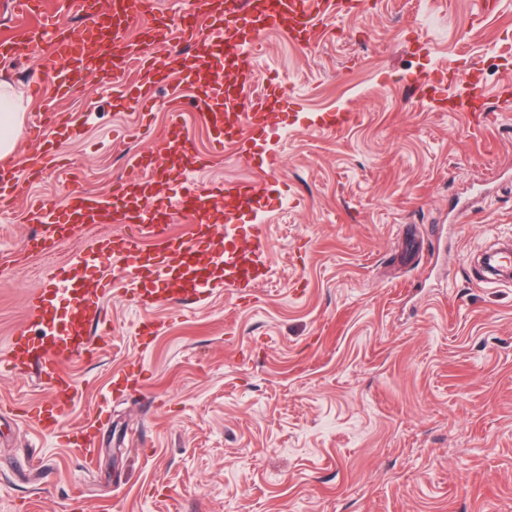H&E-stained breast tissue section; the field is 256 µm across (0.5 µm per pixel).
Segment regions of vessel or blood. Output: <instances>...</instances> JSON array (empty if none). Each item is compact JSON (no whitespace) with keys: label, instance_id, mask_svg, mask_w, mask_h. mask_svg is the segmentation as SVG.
I'll use <instances>...</instances> for the list:
<instances>
[{"label":"vessel or blood","instance_id":"b4317fda","mask_svg":"<svg viewBox=\"0 0 512 512\" xmlns=\"http://www.w3.org/2000/svg\"><path fill=\"white\" fill-rule=\"evenodd\" d=\"M347 0H247L246 8H238L236 0H227L223 14L214 20L212 29L224 35V70L235 74L234 83L203 86L196 105L213 130L240 126L253 136L270 134L275 129L267 110L268 102L284 95L282 87L271 83L261 94L249 91L256 50L266 33L272 30L299 32L310 38L321 20L346 12ZM215 0H191L182 9L179 22L155 28L153 41L169 44L198 40L195 18L210 13ZM114 24L111 37H104L100 21H93L88 36L59 39L57 23L43 24L35 32L37 41L48 44L42 58L45 68L53 72L58 91L67 90L87 73L99 70L112 80L123 77L128 62L145 63L148 54L141 41H127L121 33L130 19L146 15L145 0H111ZM194 154L193 141L179 119L156 144L151 157L134 156L129 165L138 177L116 185L111 195L72 197L66 209L40 205L31 211V220L44 234L62 236L67 231L114 219L125 225L112 238L92 245L98 258L111 260L128 272L137 288L139 306L152 309L161 293L175 301L186 302L211 287L216 272H223L228 288H251L256 272L263 264L267 242L255 234L251 246L238 247L231 234H224L213 245L210 257L200 256L196 240L219 224L231 225L242 208L263 211L265 202L253 186L227 181L201 191H189L179 199L157 197L154 187L163 182L172 169L189 170ZM186 225L184 233L170 229L172 216ZM32 315L44 326L38 346L14 345L8 362L16 370L25 369L32 359H39L43 371L54 374V380L67 400H75L78 388L63 372L61 365L73 356L88 352L87 326L101 309L91 300L76 280L72 269L61 267L47 276V285L39 289L32 305ZM64 409L61 403H40L35 407V420L47 433H54Z\"/></svg>","mask_w":512,"mask_h":512}]
</instances>
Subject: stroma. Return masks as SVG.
Returning <instances> with one entry per match:
<instances>
[{"label": "stroma", "instance_id": "stroma-1", "mask_svg": "<svg viewBox=\"0 0 512 512\" xmlns=\"http://www.w3.org/2000/svg\"><path fill=\"white\" fill-rule=\"evenodd\" d=\"M489 2L366 0L306 45L269 32L253 88L278 83L288 106L243 157L194 105L192 47L141 116L135 64L116 88L37 96L42 52L0 0L17 42L0 77L29 103L13 157L55 147L0 215V512H512V284L478 281L512 239V0ZM176 111L202 165L158 193L254 183L266 207L238 212L237 239L263 231L266 275L145 311L114 271L91 356L64 365L81 395L62 428L109 407L88 462L29 412L55 400L51 376L6 358L40 336L46 273L119 228L48 250L29 209L134 178ZM339 112L359 119L336 128Z\"/></svg>", "mask_w": 512, "mask_h": 512}]
</instances>
